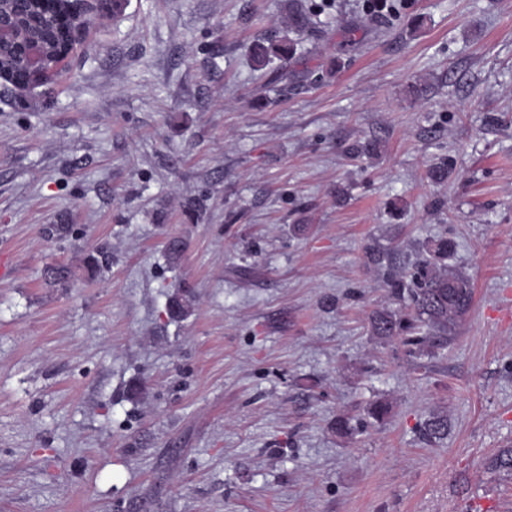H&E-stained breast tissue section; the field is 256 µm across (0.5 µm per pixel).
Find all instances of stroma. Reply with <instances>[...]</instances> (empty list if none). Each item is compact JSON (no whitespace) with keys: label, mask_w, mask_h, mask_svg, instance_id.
I'll list each match as a JSON object with an SVG mask.
<instances>
[{"label":"stroma","mask_w":512,"mask_h":512,"mask_svg":"<svg viewBox=\"0 0 512 512\" xmlns=\"http://www.w3.org/2000/svg\"><path fill=\"white\" fill-rule=\"evenodd\" d=\"M311 3L279 82L288 0H126L0 83V512H512V0ZM441 234L472 305L416 357L368 317ZM264 41H258L251 48L253 61L258 67H264L269 62L271 55L287 56L294 53V42L288 39V44L281 41L280 43H270L269 46Z\"/></svg>","instance_id":"stroma-1"}]
</instances>
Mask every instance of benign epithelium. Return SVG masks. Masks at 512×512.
I'll use <instances>...</instances> for the list:
<instances>
[{
	"instance_id": "7a95c632",
	"label": "benign epithelium",
	"mask_w": 512,
	"mask_h": 512,
	"mask_svg": "<svg viewBox=\"0 0 512 512\" xmlns=\"http://www.w3.org/2000/svg\"><path fill=\"white\" fill-rule=\"evenodd\" d=\"M12 0H0V80L20 91L33 90L55 69L54 59L74 51L82 30L112 18L115 0H55L53 19L64 25V50L55 52L41 16L14 9ZM22 70L26 79L16 78Z\"/></svg>"
}]
</instances>
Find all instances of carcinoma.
Segmentation results:
<instances>
[{
  "label": "carcinoma",
  "mask_w": 512,
  "mask_h": 512,
  "mask_svg": "<svg viewBox=\"0 0 512 512\" xmlns=\"http://www.w3.org/2000/svg\"><path fill=\"white\" fill-rule=\"evenodd\" d=\"M310 19L306 6L294 3L288 11V30L301 31ZM294 53V42L264 44L258 41L251 48L255 64L264 67L272 55ZM453 243L445 235L429 240L424 246L425 256L408 271L385 273V287L392 298L411 308L399 315L383 310L371 317L372 335L386 341L399 338L418 356H435L443 340L468 313L472 299L470 279L448 265V254ZM423 430L431 442L448 437V415L436 413L424 422ZM487 469L512 475V446L500 449L487 462Z\"/></svg>",
  "instance_id": "1"
}]
</instances>
